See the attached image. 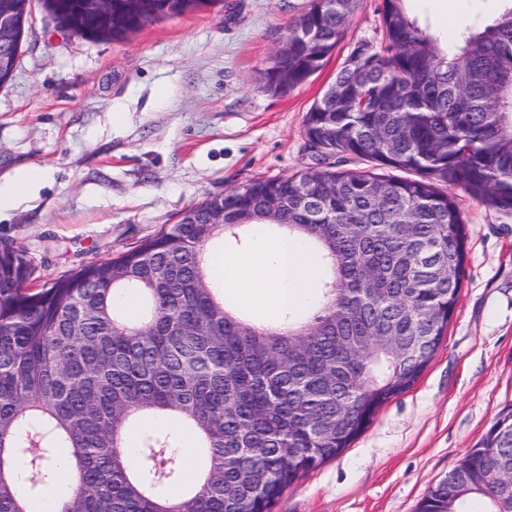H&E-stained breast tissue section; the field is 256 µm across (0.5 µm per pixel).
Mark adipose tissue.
Returning <instances> with one entry per match:
<instances>
[{
  "label": "adipose tissue",
  "instance_id": "adipose-tissue-1",
  "mask_svg": "<svg viewBox=\"0 0 512 512\" xmlns=\"http://www.w3.org/2000/svg\"><path fill=\"white\" fill-rule=\"evenodd\" d=\"M260 251L271 256V263L242 253L225 256L224 289L265 308L277 320L287 314L289 306L301 304L303 284L317 280L319 265L315 255L295 240L266 239Z\"/></svg>",
  "mask_w": 512,
  "mask_h": 512
}]
</instances>
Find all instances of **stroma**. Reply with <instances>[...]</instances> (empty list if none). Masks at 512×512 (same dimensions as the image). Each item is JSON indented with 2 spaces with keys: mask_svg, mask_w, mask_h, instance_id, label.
<instances>
[{
  "mask_svg": "<svg viewBox=\"0 0 512 512\" xmlns=\"http://www.w3.org/2000/svg\"><path fill=\"white\" fill-rule=\"evenodd\" d=\"M381 4L357 0L322 69L275 94L261 76L312 0H224L96 41L59 28L31 0L14 79L0 88V183L32 165L47 179L0 220V242L28 249L44 284L135 246L214 195L314 167L304 116L359 40L382 46ZM407 9L444 37L495 18L501 3L408 0ZM454 193L468 261L435 358L273 512H416L512 408V214Z\"/></svg>",
  "mask_w": 512,
  "mask_h": 512,
  "instance_id": "35a3bbf8",
  "label": "stroma"
}]
</instances>
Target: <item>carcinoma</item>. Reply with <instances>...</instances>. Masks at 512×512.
Segmentation results:
<instances>
[{"label": "carcinoma", "instance_id": "1", "mask_svg": "<svg viewBox=\"0 0 512 512\" xmlns=\"http://www.w3.org/2000/svg\"><path fill=\"white\" fill-rule=\"evenodd\" d=\"M197 0H110L112 39ZM355 0H313L264 74L275 93L333 52ZM382 0L385 45L360 40L305 116L318 167L224 193V223L171 224L99 264L31 287L28 250L0 245V512L57 490L70 449L78 485L58 512H271L410 389L452 320L467 262L462 187L512 212V0L441 42ZM87 0H43L61 26L97 32ZM333 155L373 163L342 169ZM277 199V206L270 205ZM285 225L320 262L311 304L288 327L224 301L211 232ZM455 271L452 281L438 272ZM133 296L126 310L114 295ZM171 414L176 424L146 426ZM192 433L203 467L185 486L175 449ZM136 462L124 452L128 438ZM25 472L18 483L14 471ZM512 408L420 501L417 512H512ZM186 487L173 500L167 490Z\"/></svg>", "mask_w": 512, "mask_h": 512}]
</instances>
